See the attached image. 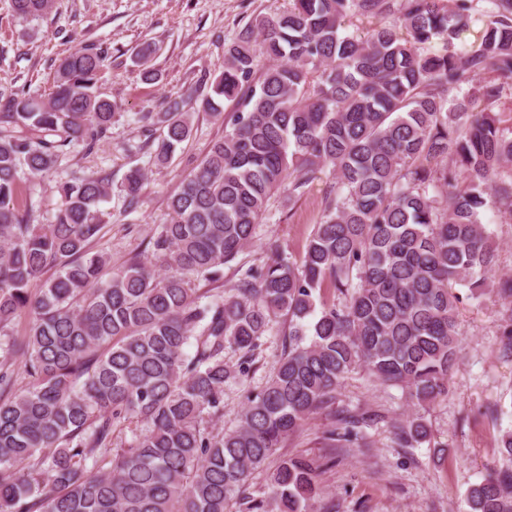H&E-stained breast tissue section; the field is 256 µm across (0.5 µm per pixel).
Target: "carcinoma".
<instances>
[{"instance_id":"cac0c4a2","label":"carcinoma","mask_w":512,"mask_h":512,"mask_svg":"<svg viewBox=\"0 0 512 512\" xmlns=\"http://www.w3.org/2000/svg\"><path fill=\"white\" fill-rule=\"evenodd\" d=\"M53 4L11 0L26 22ZM105 60L72 51L48 99L16 94L0 109V332L30 317L27 336L0 338V512H226L234 497L239 512H307L320 495L312 459L283 458L256 495L245 483L335 403L349 373L423 407L448 394L459 359V289L500 303L512 323V276L484 287L495 248L480 220L490 205L512 217V126L500 119L512 103V0H288L253 17L200 99L224 136L169 198L152 242L165 273L133 260L103 282L109 258L93 242L109 222V179L55 185L52 224L32 223L18 198L21 174H48L71 144L92 149L122 116L99 90ZM196 93L157 113L158 162L191 136ZM325 167L333 182L299 261L270 242L269 261L237 266L225 292L185 278L214 279L270 199L293 203ZM143 184L138 169L120 184L129 208ZM327 285L337 301L318 310ZM280 324L265 386L235 428H215L224 384L250 375ZM226 348L243 352L237 364ZM367 419L340 411L326 440L361 447ZM390 427L401 448L430 436L419 414ZM500 448L507 464L467 490L469 512H512L511 429Z\"/></svg>"}]
</instances>
